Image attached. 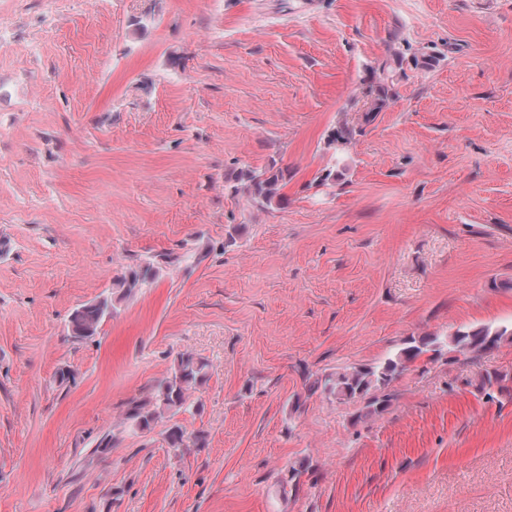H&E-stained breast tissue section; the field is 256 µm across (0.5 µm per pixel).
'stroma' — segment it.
I'll return each mask as SVG.
<instances>
[{"label": "stroma", "mask_w": 512, "mask_h": 512, "mask_svg": "<svg viewBox=\"0 0 512 512\" xmlns=\"http://www.w3.org/2000/svg\"><path fill=\"white\" fill-rule=\"evenodd\" d=\"M0 7V512H512V396L476 389L512 388V343L420 356L372 418L306 392L512 322V0ZM380 65L396 97L368 118ZM272 163L286 206L230 191ZM160 253L71 337L75 307ZM186 351L208 376L175 420L207 445L176 455L167 422L121 421ZM356 133L357 131L349 126L332 130L327 135L325 146L328 150H333L334 155H342L346 152V148ZM159 257L160 260L156 261L157 266L149 262L142 266L129 267L122 276L113 282L112 288L119 292L121 298L137 294L157 277L160 272L158 265L173 262L170 255L165 254Z\"/></svg>", "instance_id": "stroma-1"}]
</instances>
